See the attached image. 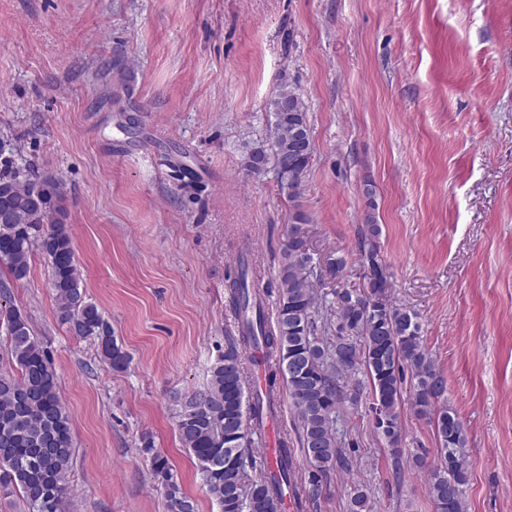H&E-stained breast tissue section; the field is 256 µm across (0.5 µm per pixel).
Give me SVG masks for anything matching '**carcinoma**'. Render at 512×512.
I'll return each mask as SVG.
<instances>
[{
  "label": "carcinoma",
  "instance_id": "obj_1",
  "mask_svg": "<svg viewBox=\"0 0 512 512\" xmlns=\"http://www.w3.org/2000/svg\"><path fill=\"white\" fill-rule=\"evenodd\" d=\"M268 126L244 157V168L256 165L275 171L281 194L293 203V220L309 221L302 198L313 145L306 106L297 90L283 80L268 104ZM12 221L0 223V265L13 281L29 275L34 254L47 261L50 287L58 300L59 318L77 336L90 338L99 358L115 371L125 370L130 355L112 335L98 306L86 297L67 227L62 195L31 165L7 157L0 169V211ZM381 227L361 225L358 262L363 279L371 281L370 298L347 288L336 292V337L318 335L319 308L312 278L319 262L293 242L283 250L277 276L279 291L275 324L265 311L267 288L254 275L248 255L240 254L227 275V292L238 321V336L210 368L203 389L194 392L178 414L176 428L183 447L195 458L203 484L221 512H278L284 489L294 483V449L283 441L275 469L248 478L254 465L251 435L273 411L277 375L286 381L300 427V443L308 465L299 510L321 495L330 469L350 467L338 439L340 406L358 403L356 375H367L372 400L369 415L388 444L395 467L404 455L400 407L407 380L413 381V405L434 425L439 457L429 471L428 492L434 512H467L470 469L464 457V429L458 415L441 402L446 380L435 369L421 340L416 317L388 303L387 267L378 240ZM0 328L10 344L17 374L0 372V494H19L26 512H62L70 489L76 448L72 422L59 394V376L47 347L28 320L11 305L8 287L0 290ZM265 350L274 360L265 392L245 387L246 354ZM141 451L151 456V472L163 491L169 512H195L168 459L155 452L151 436L141 438ZM350 512H366L368 493L350 489Z\"/></svg>",
  "mask_w": 512,
  "mask_h": 512
}]
</instances>
